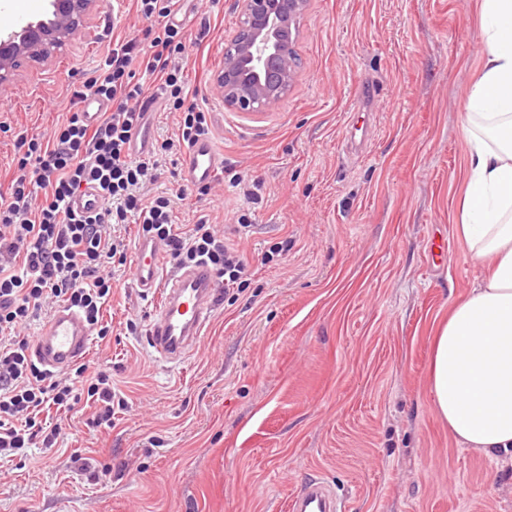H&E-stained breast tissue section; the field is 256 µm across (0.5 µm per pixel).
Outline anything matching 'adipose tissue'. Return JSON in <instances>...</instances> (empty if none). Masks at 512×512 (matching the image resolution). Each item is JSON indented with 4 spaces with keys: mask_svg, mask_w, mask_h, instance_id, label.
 Listing matches in <instances>:
<instances>
[{
    "mask_svg": "<svg viewBox=\"0 0 512 512\" xmlns=\"http://www.w3.org/2000/svg\"><path fill=\"white\" fill-rule=\"evenodd\" d=\"M483 66L467 94L468 186L457 229L482 276L431 342L436 413L459 444L512 453V0H481Z\"/></svg>",
    "mask_w": 512,
    "mask_h": 512,
    "instance_id": "1",
    "label": "adipose tissue"
}]
</instances>
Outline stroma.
Here are the masks:
<instances>
[{
    "mask_svg": "<svg viewBox=\"0 0 512 512\" xmlns=\"http://www.w3.org/2000/svg\"><path fill=\"white\" fill-rule=\"evenodd\" d=\"M240 9L182 4L184 81L209 111L223 169L207 192L186 187L179 115L160 105L152 139L174 147L145 192L185 190L176 229L213 224L250 280L171 364L147 338L157 297L114 268L112 332L83 361L111 373L124 404L95 428L98 403L80 402L59 452L0 463V512H287L311 476L344 512H512V457L461 446L427 372L435 327L481 276L456 230L480 0H310L295 82L259 112L225 106L215 86ZM147 26L129 0H101L72 40L0 87V195L19 135L50 136L115 39L143 40ZM243 182L261 183L257 202ZM437 238L448 251L432 263Z\"/></svg>",
    "mask_w": 512,
    "mask_h": 512,
    "instance_id": "1",
    "label": "stroma"
}]
</instances>
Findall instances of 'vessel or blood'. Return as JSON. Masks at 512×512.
Here are the masks:
<instances>
[{
  "label": "vessel or blood",
  "mask_w": 512,
  "mask_h": 512,
  "mask_svg": "<svg viewBox=\"0 0 512 512\" xmlns=\"http://www.w3.org/2000/svg\"><path fill=\"white\" fill-rule=\"evenodd\" d=\"M224 159L210 139L200 138L187 149L183 179L198 187L209 184ZM161 247L154 239L140 238L132 266V280L143 293L159 295L160 302L149 328L150 342L163 361H183L209 322L219 291L213 273L202 264L181 267L162 276ZM91 332L75 309L56 307L34 338L33 354L48 372L68 370L81 359L90 344ZM289 512H343L330 486L321 480L302 481L292 494Z\"/></svg>",
  "instance_id": "vessel-or-blood-1"
}]
</instances>
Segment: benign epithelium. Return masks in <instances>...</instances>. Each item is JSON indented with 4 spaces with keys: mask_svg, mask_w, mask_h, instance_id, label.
Returning <instances> with one entry per match:
<instances>
[{
    "mask_svg": "<svg viewBox=\"0 0 512 512\" xmlns=\"http://www.w3.org/2000/svg\"><path fill=\"white\" fill-rule=\"evenodd\" d=\"M238 31L224 48L215 86L224 103L242 112L275 107L291 88L298 67L295 20L309 0H239ZM98 0H50V18L0 33V85L25 59H41L51 44L74 34Z\"/></svg>",
    "mask_w": 512,
    "mask_h": 512,
    "instance_id": "7a95c632",
    "label": "benign epithelium"
}]
</instances>
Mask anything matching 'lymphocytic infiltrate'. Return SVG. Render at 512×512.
<instances>
[{
	"label": "lymphocytic infiltrate",
	"instance_id": "f902f5d3",
	"mask_svg": "<svg viewBox=\"0 0 512 512\" xmlns=\"http://www.w3.org/2000/svg\"><path fill=\"white\" fill-rule=\"evenodd\" d=\"M185 56L181 30L166 22L153 29L148 46L116 44L86 88L74 91L76 104L65 123L49 139L27 140L17 160L9 197L0 198V459L52 448L57 434L43 413L71 411L84 398L100 405L96 423L111 425V375L88 373L83 364L64 379L47 375L31 358L24 331L44 305L57 302L79 310L91 331L107 336L102 317L112 297L110 269L126 265L129 250L116 227L139 224L141 235L158 240L166 257L182 266L207 264L225 289L243 288L248 280L243 257L209 224L175 232L173 196L144 193L157 177L159 152L170 151L171 143L137 157L129 152L133 133L145 125L140 102L150 95L179 112L180 142L208 135V110L188 99ZM135 63L141 75H134ZM88 94L112 106L94 127L78 105ZM88 185L100 189L105 205L81 216L69 202Z\"/></svg>",
	"mask_w": 512,
	"mask_h": 512
}]
</instances>
